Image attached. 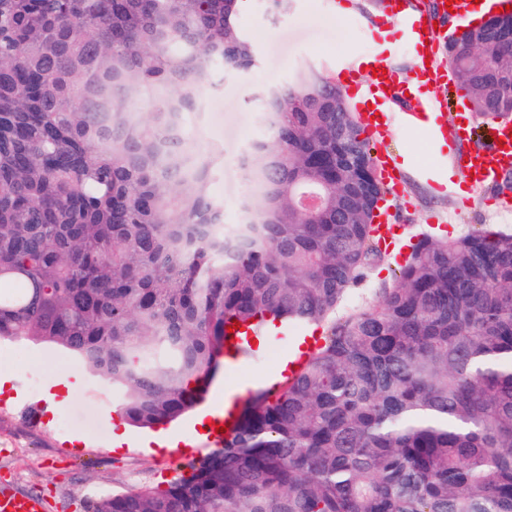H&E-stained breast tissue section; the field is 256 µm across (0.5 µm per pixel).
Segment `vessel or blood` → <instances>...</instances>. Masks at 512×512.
<instances>
[{
  "instance_id": "b4317fda",
  "label": "vessel or blood",
  "mask_w": 512,
  "mask_h": 512,
  "mask_svg": "<svg viewBox=\"0 0 512 512\" xmlns=\"http://www.w3.org/2000/svg\"><path fill=\"white\" fill-rule=\"evenodd\" d=\"M447 0H434L432 13L419 10L417 0H388L387 8L401 32V36L412 53L423 61L435 57L439 42V33L434 30L435 22L455 16L467 18L472 0H454V10H447ZM386 50H377L373 55L374 73L361 74L358 63L341 60L337 68L346 77L345 90L350 97L356 98L357 110L365 132L370 137L384 135L389 124L390 114L399 101L404 98L417 100L419 106L410 111L406 121L416 124L427 112L441 110L439 100L425 96L426 85H444L449 80L446 71L426 67L421 64L412 75H402L387 67ZM468 106L458 102L452 124H439L438 133L443 138L454 141L467 136ZM487 148L469 153L467 159L459 161L463 175V187L470 190L498 181L503 175L512 172V122L499 121L488 129ZM255 336L247 327H239L227 334L224 341L228 367H235L245 356L253 352ZM41 499L19 495L10 490L0 491V512H43Z\"/></svg>"
}]
</instances>
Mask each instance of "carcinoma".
Returning <instances> with one entry per match:
<instances>
[{
    "label": "carcinoma",
    "instance_id": "1",
    "mask_svg": "<svg viewBox=\"0 0 512 512\" xmlns=\"http://www.w3.org/2000/svg\"><path fill=\"white\" fill-rule=\"evenodd\" d=\"M247 0H0V340L67 352L152 428L204 399L224 327L321 330L294 377L164 488L86 512H512V232L424 234L373 305L384 184L342 88H267L270 143L242 162L183 123L219 68L253 67ZM469 29L448 69L472 111L512 113V39ZM393 284L394 281L388 270V265H384L370 273L366 280L356 287L359 289L354 294V301L363 305H371L378 299L376 288L389 287Z\"/></svg>",
    "mask_w": 512,
    "mask_h": 512
}]
</instances>
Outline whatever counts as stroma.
Listing matches in <instances>:
<instances>
[{"instance_id":"35a3bbf8","label":"stroma","mask_w":512,"mask_h":512,"mask_svg":"<svg viewBox=\"0 0 512 512\" xmlns=\"http://www.w3.org/2000/svg\"><path fill=\"white\" fill-rule=\"evenodd\" d=\"M240 21L255 46L256 66L225 71L221 87L207 91L184 126L185 136L202 148L214 144L224 148V167L216 171L211 192L223 201L228 224L242 222L240 202L248 191L237 158L247 142L270 136L256 97L259 90L287 83L309 66L333 74L336 59L370 57L382 41L399 71L415 68V57L399 41L384 0H350L341 18L330 0H290L287 12L275 20L269 16L267 0H248ZM379 149L405 166L401 191L385 196L387 221L402 230L398 249H407L423 233L452 237L468 232L487 224L492 214L502 217L499 230H512V189L482 188L462 196L453 186L440 185L454 154L433 143L428 133L408 125L404 113H393ZM294 341L291 335L267 337L257 356L236 373L218 372L201 409L220 405L228 389L276 377L279 360ZM0 366L13 372L6 392L0 394V484L40 497L45 512H84L85 503L97 496L163 486L180 475L179 452L158 448L154 441L166 433L192 429L195 414L154 429L127 427L130 444L116 449L112 446L116 397L88 371L78 370L69 400L48 414L45 425L32 426L15 408L19 399L43 401L53 375L77 370L67 353L49 344L0 340ZM38 369L46 375L41 390L35 392L29 380ZM63 420L68 423L64 429L59 426Z\"/></svg>"}]
</instances>
